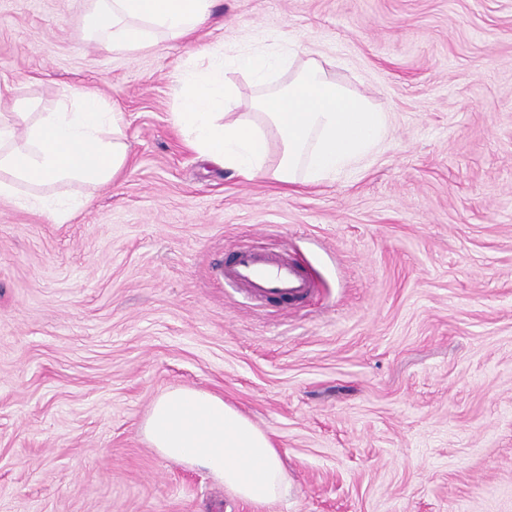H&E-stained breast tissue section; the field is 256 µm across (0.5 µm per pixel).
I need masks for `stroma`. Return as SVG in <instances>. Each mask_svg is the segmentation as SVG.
Here are the masks:
<instances>
[{
	"mask_svg": "<svg viewBox=\"0 0 512 512\" xmlns=\"http://www.w3.org/2000/svg\"><path fill=\"white\" fill-rule=\"evenodd\" d=\"M88 0H0V96L95 92L128 163L64 224L0 197V512H512V0H216L187 43L114 53ZM288 36L386 112L313 186L199 160L172 121L190 51ZM246 241L315 294H228ZM203 389L269 433L263 505L164 459L143 422Z\"/></svg>",
	"mask_w": 512,
	"mask_h": 512,
	"instance_id": "35a3bbf8",
	"label": "stroma"
}]
</instances>
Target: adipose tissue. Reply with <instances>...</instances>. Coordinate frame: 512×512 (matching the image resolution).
I'll use <instances>...</instances> for the list:
<instances>
[{
	"mask_svg": "<svg viewBox=\"0 0 512 512\" xmlns=\"http://www.w3.org/2000/svg\"><path fill=\"white\" fill-rule=\"evenodd\" d=\"M213 0H92L84 26L103 47L134 52L178 41L205 25ZM246 74L263 95L254 111H238L228 68ZM291 73L280 85L282 73ZM175 121L204 162L252 179L319 185L374 149L386 133L384 112L330 79L312 59L280 46L232 56L202 48L173 78ZM60 107L31 114L18 102L0 104V196L65 223L87 199L62 194L65 185L110 183L129 153L123 113L95 93L71 90ZM281 151L269 163L271 137ZM144 433L177 464L200 467L239 498L263 504L288 484L280 449L223 397L176 388L154 402Z\"/></svg>",
	"mask_w": 512,
	"mask_h": 512,
	"instance_id": "obj_1",
	"label": "adipose tissue"
}]
</instances>
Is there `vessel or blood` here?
I'll use <instances>...</instances> for the list:
<instances>
[{
	"mask_svg": "<svg viewBox=\"0 0 512 512\" xmlns=\"http://www.w3.org/2000/svg\"><path fill=\"white\" fill-rule=\"evenodd\" d=\"M225 287L263 304L276 300L284 304L307 299L315 290L296 259L288 251L260 252L234 248L222 271Z\"/></svg>",
	"mask_w": 512,
	"mask_h": 512,
	"instance_id": "obj_1",
	"label": "vessel or blood"
}]
</instances>
